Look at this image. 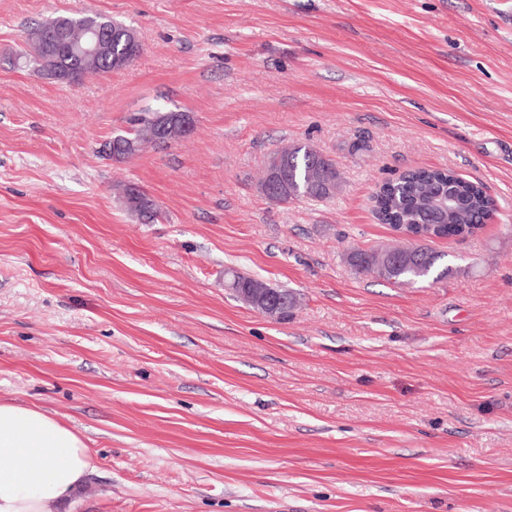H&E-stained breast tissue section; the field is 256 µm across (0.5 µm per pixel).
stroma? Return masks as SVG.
I'll return each instance as SVG.
<instances>
[{
    "label": "stroma",
    "instance_id": "1",
    "mask_svg": "<svg viewBox=\"0 0 512 512\" xmlns=\"http://www.w3.org/2000/svg\"><path fill=\"white\" fill-rule=\"evenodd\" d=\"M90 11L136 29L130 65L65 84L17 60ZM146 108L193 133L106 157ZM297 141L334 196L262 194ZM432 168L495 201L433 240L455 273L355 272L396 238L377 186ZM228 269L298 291L294 316ZM0 399L84 437L74 512H512V0H0Z\"/></svg>",
    "mask_w": 512,
    "mask_h": 512
}]
</instances>
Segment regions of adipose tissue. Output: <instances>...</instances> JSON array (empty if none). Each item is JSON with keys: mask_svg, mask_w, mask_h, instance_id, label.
I'll return each instance as SVG.
<instances>
[{"mask_svg": "<svg viewBox=\"0 0 512 512\" xmlns=\"http://www.w3.org/2000/svg\"><path fill=\"white\" fill-rule=\"evenodd\" d=\"M95 468L82 436L58 417L0 400V512H62Z\"/></svg>", "mask_w": 512, "mask_h": 512, "instance_id": "adipose-tissue-1", "label": "adipose tissue"}]
</instances>
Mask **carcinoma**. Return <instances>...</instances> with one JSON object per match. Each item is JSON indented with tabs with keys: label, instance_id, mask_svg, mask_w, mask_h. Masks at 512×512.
Segmentation results:
<instances>
[{
	"label": "carcinoma",
	"instance_id": "1",
	"mask_svg": "<svg viewBox=\"0 0 512 512\" xmlns=\"http://www.w3.org/2000/svg\"><path fill=\"white\" fill-rule=\"evenodd\" d=\"M58 24L66 39L79 47L94 27L107 40L106 49L95 57H83L76 51L57 55V67L64 73L82 80L90 73L104 75L122 67V61L134 53L130 42L138 37L135 29L102 13L92 19L86 16H62L32 29L27 48L19 54L25 63L42 53L43 43L56 38L48 34V27ZM178 112L147 110L134 120L131 129L117 135L107 145L108 156L116 161L133 155L146 142L141 137V125L155 122L176 131L174 138L184 137L177 131ZM283 168L278 176L265 172L263 181L283 187L279 194L269 193L271 201L283 203L299 198L322 200L331 197L329 188L336 185V162L322 156L308 143H295L282 151ZM374 212L383 224L400 226L418 235L429 232L437 238L452 239L470 233L472 221L479 220L494 210V203L478 183L464 180L450 169H417L403 173L383 184L374 196ZM445 255L432 249L424 239L397 248L396 259L388 264L373 249L355 248L345 257L346 263L356 271H366L396 285H418L438 281L453 272V265L444 261ZM225 286L233 293L266 288L263 283L236 270L224 273Z\"/></svg>",
	"mask_w": 512,
	"mask_h": 512
}]
</instances>
